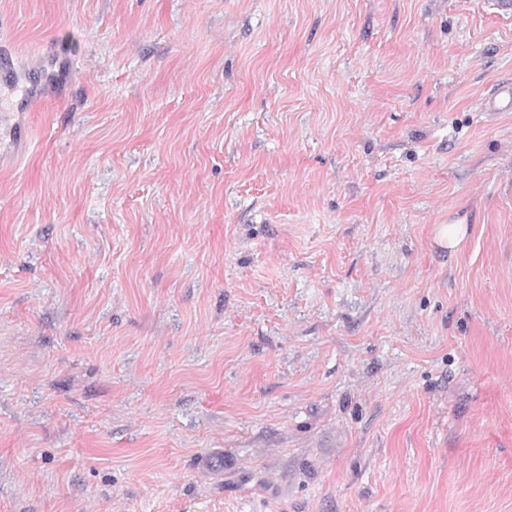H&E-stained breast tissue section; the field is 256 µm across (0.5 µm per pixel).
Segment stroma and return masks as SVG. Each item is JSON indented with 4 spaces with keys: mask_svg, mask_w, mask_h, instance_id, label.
<instances>
[{
    "mask_svg": "<svg viewBox=\"0 0 512 512\" xmlns=\"http://www.w3.org/2000/svg\"><path fill=\"white\" fill-rule=\"evenodd\" d=\"M500 2L0 0V512H512ZM54 77L52 70H46L39 80L25 72L21 73L12 56L0 52V82L5 83L11 90H20L21 96L16 106L18 112L27 109L40 96L44 84ZM468 230L464 224H439L435 230L436 239L448 249H455L463 241Z\"/></svg>",
    "mask_w": 512,
    "mask_h": 512,
    "instance_id": "1",
    "label": "stroma"
}]
</instances>
